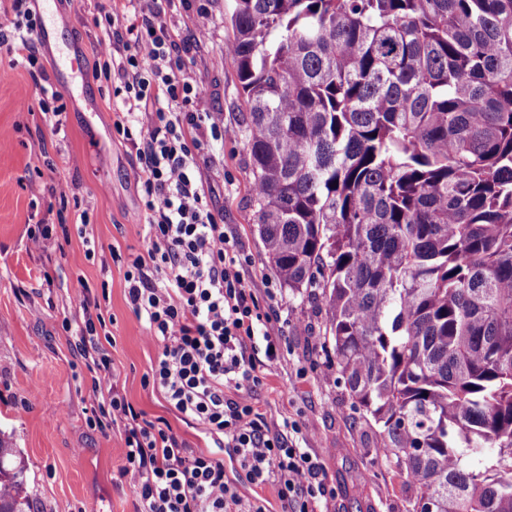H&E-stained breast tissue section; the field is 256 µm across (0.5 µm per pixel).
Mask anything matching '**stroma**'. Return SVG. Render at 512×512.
<instances>
[{
	"label": "stroma",
	"instance_id": "stroma-1",
	"mask_svg": "<svg viewBox=\"0 0 512 512\" xmlns=\"http://www.w3.org/2000/svg\"><path fill=\"white\" fill-rule=\"evenodd\" d=\"M108 0H55L57 37L85 52L92 68L98 29L93 9ZM230 0H177L167 23L191 46L185 77L206 95L217 125L236 130L204 168L211 200L224 211V228L249 256L259 294L273 293L286 321L284 356L264 368L252 389L257 408L299 427L294 440L327 475L321 512H408L412 491L399 470L378 457V436L351 407L324 347L321 302L294 295L271 269L251 221L249 154L239 130L242 97L236 72L223 62L232 33L224 24ZM208 27L199 30L200 15ZM56 53L41 62L63 107L52 130L28 66L0 48V432L26 463L25 487L34 512H134L136 493L120 479L123 443L118 433L90 429L94 395L88 375L68 346L63 321L82 313L72 288L83 278L100 300L116 343L112 360L121 394L148 417L205 450L213 440L181 422L143 376L158 348L147 338L125 297L122 258L144 247L142 202L135 159L112 133L113 94L80 75L61 79ZM53 225L41 250L28 229ZM89 224L95 256L85 259L79 224ZM120 260H112V253Z\"/></svg>",
	"mask_w": 512,
	"mask_h": 512
}]
</instances>
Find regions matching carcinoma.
Wrapping results in <instances>:
<instances>
[{
  "label": "carcinoma",
  "instance_id": "1",
  "mask_svg": "<svg viewBox=\"0 0 512 512\" xmlns=\"http://www.w3.org/2000/svg\"><path fill=\"white\" fill-rule=\"evenodd\" d=\"M225 24L268 263L324 304L409 512H512V0H234ZM24 472L0 437V512H31Z\"/></svg>",
  "mask_w": 512,
  "mask_h": 512
}]
</instances>
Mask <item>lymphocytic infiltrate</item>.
Masks as SVG:
<instances>
[{
  "label": "lymphocytic infiltrate",
  "mask_w": 512,
  "mask_h": 512,
  "mask_svg": "<svg viewBox=\"0 0 512 512\" xmlns=\"http://www.w3.org/2000/svg\"><path fill=\"white\" fill-rule=\"evenodd\" d=\"M32 0H12L0 46L38 68ZM172 0H112L92 16L100 32L94 78L118 103L112 130L136 151L145 221L144 252L129 255L127 300L161 351L143 377L169 409L232 449L240 477L273 486L283 512H318L328 492L318 462L291 437V422L259 413L251 388L261 367L280 361L285 323L262 301L248 256L224 231V212L205 188L201 166L216 141L203 92L183 77L189 45L163 22ZM83 323L69 346L84 365L96 404L91 428L116 430L124 444L120 478L136 489L135 512H269L243 498L224 460L194 448L163 418H148L118 390L114 336L83 279L74 283Z\"/></svg>",
  "instance_id": "1"
}]
</instances>
